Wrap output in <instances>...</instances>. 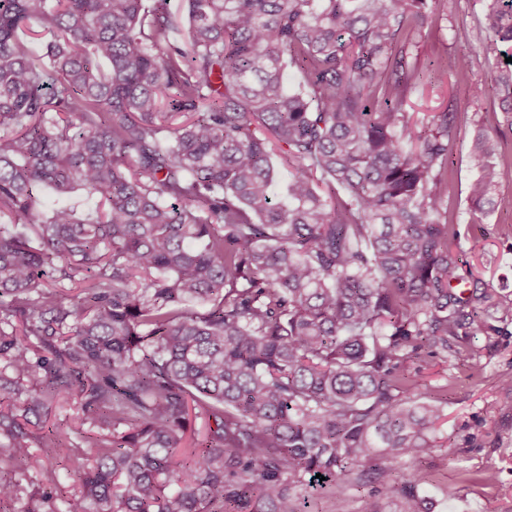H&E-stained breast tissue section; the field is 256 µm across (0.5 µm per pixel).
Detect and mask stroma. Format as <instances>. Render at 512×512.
Returning a JSON list of instances; mask_svg holds the SVG:
<instances>
[{
    "label": "stroma",
    "instance_id": "1",
    "mask_svg": "<svg viewBox=\"0 0 512 512\" xmlns=\"http://www.w3.org/2000/svg\"><path fill=\"white\" fill-rule=\"evenodd\" d=\"M483 21L482 0H438L436 16L418 48L425 63L469 54L475 61L470 79L484 90L480 100L452 99L450 81L425 78L409 95L407 109L420 119L453 108L457 144L446 205L460 232L459 272L512 291V172H502L498 204L492 211H475L467 199V186L475 176L469 152L477 120H484L488 131L501 134L504 144L512 145V131H500L495 120V67L483 58ZM474 236L483 239V253H470L469 240ZM408 369L422 381L425 399L444 402L432 453L393 464L397 472L415 468L425 475L419 489L424 512H512V391L500 386L503 375H512V324L506 335L472 338L469 351L460 358L426 357L409 362ZM30 453L33 467L17 475L18 496L0 501V512H64L62 497L78 490V478L59 467L55 449L35 444ZM46 468L57 469L58 490L43 484L41 472ZM489 470L495 481L482 482V474Z\"/></svg>",
    "mask_w": 512,
    "mask_h": 512
}]
</instances>
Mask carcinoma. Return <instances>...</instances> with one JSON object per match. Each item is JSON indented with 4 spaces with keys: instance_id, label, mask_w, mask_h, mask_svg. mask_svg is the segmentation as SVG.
I'll return each instance as SVG.
<instances>
[{
    "instance_id": "obj_1",
    "label": "carcinoma",
    "mask_w": 512,
    "mask_h": 512,
    "mask_svg": "<svg viewBox=\"0 0 512 512\" xmlns=\"http://www.w3.org/2000/svg\"><path fill=\"white\" fill-rule=\"evenodd\" d=\"M183 2L187 50L169 0H0V470L62 448L28 425L63 393L98 428L65 449L66 512H303L368 484L420 512L388 463L435 448L441 406L406 363L512 323L511 294L458 274L453 121L405 108L434 0ZM484 2L512 126V0ZM472 66L451 69L477 100ZM470 162L492 210L512 153L481 127ZM46 185L102 209L46 214ZM56 262L73 291L44 283Z\"/></svg>"
}]
</instances>
